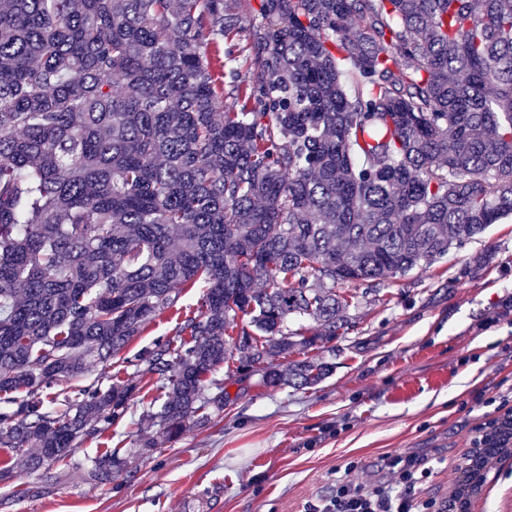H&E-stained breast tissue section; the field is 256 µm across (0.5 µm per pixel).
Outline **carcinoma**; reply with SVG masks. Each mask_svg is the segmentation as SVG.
<instances>
[{
	"instance_id": "1",
	"label": "carcinoma",
	"mask_w": 512,
	"mask_h": 512,
	"mask_svg": "<svg viewBox=\"0 0 512 512\" xmlns=\"http://www.w3.org/2000/svg\"><path fill=\"white\" fill-rule=\"evenodd\" d=\"M235 2L0 0V447L33 471L128 413L141 387L91 368L183 290L198 314L136 358L167 390L143 453L224 410L236 350L266 386L322 381L273 358L348 326L337 285L512 215V0H260L247 29Z\"/></svg>"
}]
</instances>
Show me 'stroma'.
<instances>
[{
  "mask_svg": "<svg viewBox=\"0 0 512 512\" xmlns=\"http://www.w3.org/2000/svg\"><path fill=\"white\" fill-rule=\"evenodd\" d=\"M339 291L351 298L349 327L301 353L329 366L317 385L267 387L243 371L224 383L223 412L145 454L138 403L71 465L34 473L0 448V512H306L337 480L381 478L384 458L404 452L431 457L409 492L436 512L456 493L471 512H512V454L489 461L477 490L463 481L469 449L512 411V218L430 268ZM175 325L168 314L153 320L96 374L155 394V376L134 359ZM109 451L122 463L96 484L90 470Z\"/></svg>",
  "mask_w": 512,
  "mask_h": 512,
  "instance_id": "1",
  "label": "stroma"
}]
</instances>
